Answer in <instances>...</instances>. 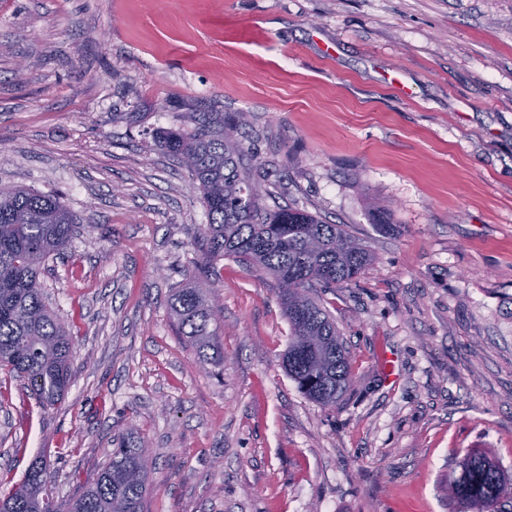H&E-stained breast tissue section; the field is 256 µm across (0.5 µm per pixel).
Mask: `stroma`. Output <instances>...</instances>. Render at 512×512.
Returning <instances> with one entry per match:
<instances>
[{
	"label": "stroma",
	"instance_id": "stroma-1",
	"mask_svg": "<svg viewBox=\"0 0 512 512\" xmlns=\"http://www.w3.org/2000/svg\"><path fill=\"white\" fill-rule=\"evenodd\" d=\"M193 112L245 113L263 206L375 256L314 292L353 359L334 408L297 390L274 281L234 258L211 293L223 364L177 334L206 217L155 140ZM16 186L79 220L41 275L74 353L52 408L0 371V498L41 461L65 502L130 432L146 512H449L469 450L512 474V0H0Z\"/></svg>",
	"mask_w": 512,
	"mask_h": 512
}]
</instances>
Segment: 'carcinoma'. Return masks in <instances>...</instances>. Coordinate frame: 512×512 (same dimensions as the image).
<instances>
[{
	"mask_svg": "<svg viewBox=\"0 0 512 512\" xmlns=\"http://www.w3.org/2000/svg\"><path fill=\"white\" fill-rule=\"evenodd\" d=\"M245 125L240 112L213 127L205 118L191 130L176 129L157 149L176 156L202 190L207 223L202 225L195 281L170 298L173 321L199 359L224 358L209 302L212 265L224 257L271 276L290 328L283 356L297 389L323 408L353 381L350 351L336 323L312 288L357 279L373 262L368 246L343 224H330L300 208L265 210L250 177L247 157L229 129ZM77 217L59 198L20 187L0 188V370L22 379L44 407L60 403L72 378L70 333L43 297L45 263L67 249ZM147 446L127 436L106 450L96 480L65 506L48 512H145L150 481L133 476ZM448 481V501L459 512H512V476L493 459L473 451L458 461ZM47 474L33 463L24 480L0 500L4 512H40Z\"/></svg>",
	"mask_w": 512,
	"mask_h": 512,
	"instance_id": "cac0c4a2",
	"label": "carcinoma"
}]
</instances>
